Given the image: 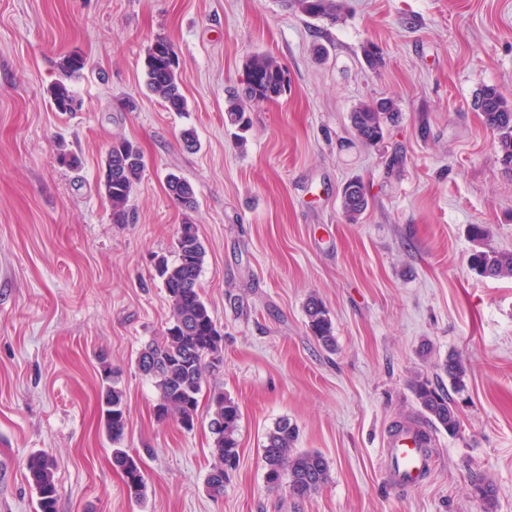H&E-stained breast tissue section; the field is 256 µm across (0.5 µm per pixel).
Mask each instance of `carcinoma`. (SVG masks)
Instances as JSON below:
<instances>
[{
    "label": "carcinoma",
    "instance_id": "carcinoma-1",
    "mask_svg": "<svg viewBox=\"0 0 512 512\" xmlns=\"http://www.w3.org/2000/svg\"><path fill=\"white\" fill-rule=\"evenodd\" d=\"M294 5L314 18L336 14L334 0H294ZM85 66L84 57L76 53L66 54L60 60L61 79L48 90L56 111H73V104L78 98L69 81L78 77ZM144 75L148 91L158 96L169 111H186L187 100L178 74L177 54L168 40L160 37L147 49ZM283 85L284 69L281 66L264 55L251 56L246 64L244 87L227 100L225 112L228 120L232 123L240 121L246 103L273 99L280 95ZM475 106L482 112L485 125L498 134L497 149L502 153V161L511 165L512 105L496 88L487 87L478 96ZM397 112L393 99L359 105L350 113L356 139L366 144L380 141ZM144 169L143 154L134 142L123 138L112 144L102 166V186L111 209L112 223H134L135 213L130 207V198ZM166 184L169 195L184 209H196V188L190 181L170 172L166 176ZM342 207L351 222L359 220L367 210L368 198L359 183L351 181L345 185ZM175 253L174 261L161 257L155 266L170 301V325L162 339L151 341L141 349L136 362L137 368L154 380L159 393V417H174L183 428L191 431L198 420L204 374L209 369L218 368L222 361L223 338L200 292L206 247L193 222L181 224ZM469 264L483 277L512 278V252L490 247L476 250L470 255ZM306 316L308 328L318 343L327 350L335 349L332 323L318 300L312 299L307 303ZM443 369L451 387L461 384L465 369L459 358L448 356ZM103 372L106 386L101 393L102 416L108 437L116 445L112 449V466L121 474L129 494L140 499L146 496L147 491L141 460L118 447L126 429L125 395L112 380V368L105 365ZM412 392L421 413L434 429L441 428L450 434L458 432L460 422L449 394L426 381L414 382ZM208 416L214 463L205 487L210 497L218 498L224 495V488L239 467L241 412L235 400L215 390L210 395ZM297 438L296 426L286 419L276 423L267 434L263 446L265 481L268 487L276 488L286 479L291 494L301 498L326 484L330 470L319 452L295 448ZM26 479L35 495L37 512H57L58 490L53 459L45 453L31 454L26 462Z\"/></svg>",
    "mask_w": 512,
    "mask_h": 512
}]
</instances>
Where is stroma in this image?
<instances>
[{
  "mask_svg": "<svg viewBox=\"0 0 512 512\" xmlns=\"http://www.w3.org/2000/svg\"><path fill=\"white\" fill-rule=\"evenodd\" d=\"M339 2L331 20L288 0H0V512H37L25 477L36 451L55 460L58 512H489L482 479L496 488L490 512H512V279L468 263L475 224L512 252V167L473 107L486 87L512 102V0ZM159 37L178 54L186 111L144 87ZM71 52L87 59L72 83L83 106L61 113L47 90ZM255 54L282 65L287 87L233 126L227 91ZM382 98L396 100L397 121L358 142L351 112ZM187 129L196 151L183 147ZM119 138L146 164L133 224L113 223L99 186ZM171 172L194 184L195 210L168 194ZM350 181L369 200L355 223L341 208ZM188 219L224 336L203 389L241 411L240 464L217 499L205 491L206 409L190 431L159 419L136 367L170 319L154 264L174 259ZM312 297L335 352L307 327ZM451 354L465 367L460 428L435 432L424 483L392 490L383 445L396 424L422 421L411 385L447 386ZM105 361L120 373L121 445L141 460V500L112 466ZM284 418L297 448L329 466L304 498L265 482V436Z\"/></svg>",
  "mask_w": 512,
  "mask_h": 512,
  "instance_id": "stroma-1",
  "label": "stroma"
}]
</instances>
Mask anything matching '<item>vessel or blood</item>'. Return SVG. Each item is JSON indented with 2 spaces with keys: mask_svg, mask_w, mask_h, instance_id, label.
Instances as JSON below:
<instances>
[{
  "mask_svg": "<svg viewBox=\"0 0 512 512\" xmlns=\"http://www.w3.org/2000/svg\"><path fill=\"white\" fill-rule=\"evenodd\" d=\"M420 436V428L407 426L387 439L385 454L390 468V483L394 488L418 485L432 467L434 459Z\"/></svg>",
  "mask_w": 512,
  "mask_h": 512,
  "instance_id": "1",
  "label": "vessel or blood"
}]
</instances>
